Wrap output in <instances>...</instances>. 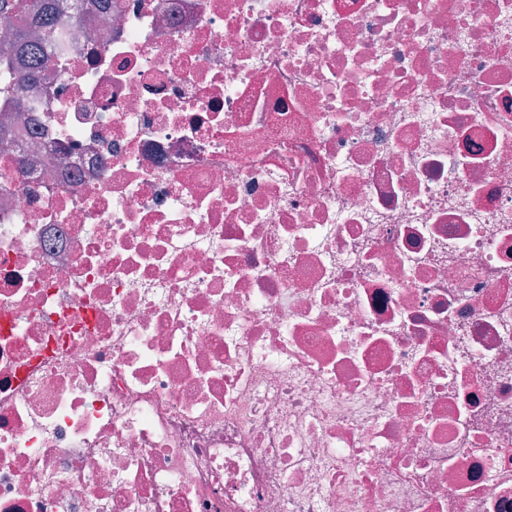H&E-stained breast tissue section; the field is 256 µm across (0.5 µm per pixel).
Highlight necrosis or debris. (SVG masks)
Listing matches in <instances>:
<instances>
[{
  "label": "necrosis or debris",
  "instance_id": "4bbe7bcc",
  "mask_svg": "<svg viewBox=\"0 0 512 512\" xmlns=\"http://www.w3.org/2000/svg\"><path fill=\"white\" fill-rule=\"evenodd\" d=\"M59 9L0 512H512V0Z\"/></svg>",
  "mask_w": 512,
  "mask_h": 512
}]
</instances>
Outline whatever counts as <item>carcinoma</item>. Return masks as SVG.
Segmentation results:
<instances>
[{
  "instance_id": "1",
  "label": "carcinoma",
  "mask_w": 512,
  "mask_h": 512,
  "mask_svg": "<svg viewBox=\"0 0 512 512\" xmlns=\"http://www.w3.org/2000/svg\"><path fill=\"white\" fill-rule=\"evenodd\" d=\"M56 0H0V15L12 22L11 39L7 47L17 61L15 85L26 81V74L35 73L49 64L44 35L56 21Z\"/></svg>"
}]
</instances>
